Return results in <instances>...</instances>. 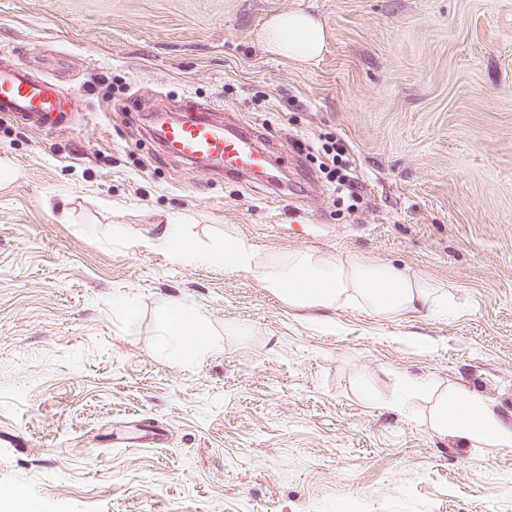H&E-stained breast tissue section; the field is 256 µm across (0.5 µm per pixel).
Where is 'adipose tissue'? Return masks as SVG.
I'll return each mask as SVG.
<instances>
[{"label":"adipose tissue","instance_id":"obj_1","mask_svg":"<svg viewBox=\"0 0 512 512\" xmlns=\"http://www.w3.org/2000/svg\"><path fill=\"white\" fill-rule=\"evenodd\" d=\"M265 41L286 58L306 62L317 57L326 42L322 25L305 13H285L267 24ZM164 243L177 249L185 261L202 266H221L228 271H255L289 306L303 310L311 322L329 323L332 311L357 307L379 318L426 315L452 319L460 307L448 287L424 273H408L389 263L372 262L348 254L330 257L314 252H293L287 262L257 265L243 242L225 236L214 250H201L185 236L182 225H166ZM158 344L188 356L218 349L219 340L207 325L190 316L182 303L170 301L152 326ZM398 408L414 414V396L435 391L429 415L433 432L441 437L460 436L474 448L512 447V423L503 420L480 392L462 387L437 390L435 382L404 375Z\"/></svg>","mask_w":512,"mask_h":512}]
</instances>
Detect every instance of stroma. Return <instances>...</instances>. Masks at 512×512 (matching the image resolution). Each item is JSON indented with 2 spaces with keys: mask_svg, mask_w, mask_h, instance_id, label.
Wrapping results in <instances>:
<instances>
[{
  "mask_svg": "<svg viewBox=\"0 0 512 512\" xmlns=\"http://www.w3.org/2000/svg\"><path fill=\"white\" fill-rule=\"evenodd\" d=\"M290 12L326 30L310 61L262 39ZM16 62L69 123L0 113V512L17 488L28 512H512V447L434 435L432 395L395 404L410 373L512 421V0H0ZM187 98L281 157L277 183L168 154L150 115ZM328 139L356 198L300 148ZM167 224L242 236L262 265L421 271L461 313L318 328L253 273L184 261ZM173 300L218 350L158 345ZM135 419L165 445L113 446Z\"/></svg>",
  "mask_w": 512,
  "mask_h": 512,
  "instance_id": "obj_1",
  "label": "stroma"
}]
</instances>
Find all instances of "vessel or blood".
I'll list each match as a JSON object with an SVG mask.
<instances>
[{"instance_id": "1", "label": "vessel or blood", "mask_w": 512, "mask_h": 512, "mask_svg": "<svg viewBox=\"0 0 512 512\" xmlns=\"http://www.w3.org/2000/svg\"><path fill=\"white\" fill-rule=\"evenodd\" d=\"M63 111L51 80L33 78L22 64L0 68V112L48 130L59 127ZM160 142L175 157L197 162L214 158L218 173L246 176L255 165H268V155L252 145L250 136L225 134L223 124L187 117L170 124Z\"/></svg>"}]
</instances>
